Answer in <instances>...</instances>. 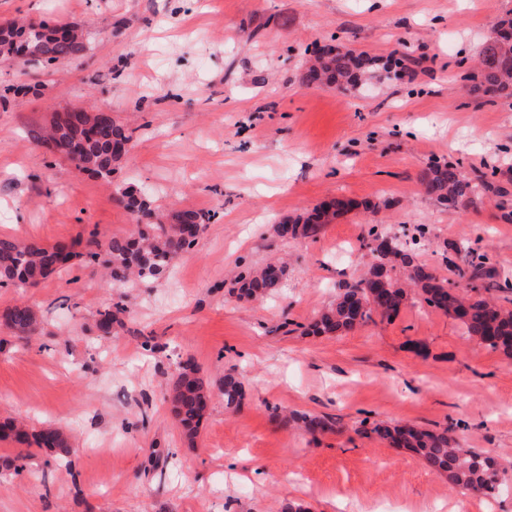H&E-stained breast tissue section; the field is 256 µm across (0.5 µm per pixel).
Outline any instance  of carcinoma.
I'll use <instances>...</instances> for the list:
<instances>
[{
  "label": "carcinoma",
  "instance_id": "cac0c4a2",
  "mask_svg": "<svg viewBox=\"0 0 512 512\" xmlns=\"http://www.w3.org/2000/svg\"><path fill=\"white\" fill-rule=\"evenodd\" d=\"M512 26V13L497 21L495 37L481 49L474 68L462 75L473 92H498L512 96V43L502 41L500 28ZM56 27L40 23L27 31L16 23L0 25V58H15L14 45H28L27 63L36 67L61 60L82 57L87 51V39L78 32L66 38L55 36ZM389 72V65L374 57L354 54L350 50L317 56L307 67L310 82L334 84L339 88L358 87ZM30 138L53 157L71 162L81 170L109 179L128 154L126 146L133 134L112 119V114L87 112L57 113L49 125L29 131ZM496 170L472 178L457 165L432 162L419 174L422 192L446 205H474L484 196L500 198L498 207L512 221L508 210V192L496 181ZM116 200L137 216L136 229L128 236L105 240L93 239L84 257L103 268L105 283L123 288L135 282H156L165 278L173 260L189 249L204 233L210 217L193 209H174L156 213L145 194L127 186L115 188ZM358 208L352 200L338 196L306 215L288 217L276 225L277 237L315 239L324 226L345 213ZM360 248L371 260L364 264L356 284L336 294L307 328L314 335L342 334L356 330L377 315L388 320L396 317L410 295L433 310L456 318L463 334L486 348L512 357V309L484 296L491 287L496 269L489 258L478 253L476 244L466 240L453 246L462 256L464 266L448 260L456 280L440 276L436 269L419 258L414 239L388 236L375 228L362 238ZM78 254L65 244L47 246L37 240L0 237V284L27 288L58 271ZM403 271L404 277L396 275ZM285 272L281 263H269L258 269H245L233 279L232 294L240 300H259L278 292ZM121 305L98 311L97 328L105 335L114 325H123ZM3 323L19 338L29 339L39 326L36 311L26 303L16 304L3 314ZM225 408L237 410L243 400L242 382L227 373L219 380ZM212 390L191 363L178 365L172 379L168 402L173 421L181 427L189 445H194L201 422L209 414ZM284 426L301 429L315 436L332 428V423L318 416L292 412L281 419ZM380 440L394 448H404L418 456L422 464L448 477L452 487L493 497L500 491L499 464L496 459L474 448L464 447L453 427L442 430L426 429L411 424L376 423L370 429ZM0 438L17 444L34 440L40 448L68 452L67 434L59 427L46 425L32 434L23 424L7 420L0 422Z\"/></svg>",
  "mask_w": 512,
  "mask_h": 512
}]
</instances>
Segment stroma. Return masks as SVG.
Here are the masks:
<instances>
[{
  "mask_svg": "<svg viewBox=\"0 0 512 512\" xmlns=\"http://www.w3.org/2000/svg\"><path fill=\"white\" fill-rule=\"evenodd\" d=\"M509 12L512 0H0V23L78 25L90 42L47 70L0 60V236L80 253L36 287H0V313L24 302L40 321L28 343L0 324V421L71 438L55 455L0 440V512H281L291 499L310 512H512V359L417 302L341 336L300 331L358 277L373 225L425 228L422 258L442 275L452 244L479 241L512 280V222L495 199L449 209L417 182L438 159L497 169L512 192V97L467 94L457 68ZM324 43L403 71L369 93L307 82L306 51ZM73 105L132 131L111 180L29 138ZM117 185L209 215L168 278L114 289L82 258L91 235L135 228ZM337 196L359 209L317 239L276 237L279 221ZM282 260L275 297L230 295L234 273ZM118 302L122 325L101 335L98 311ZM146 336L159 350L142 349ZM185 360L244 386L236 411L213 394L192 447L164 401ZM295 410L338 427H281ZM365 420L454 425L499 458L506 486L491 500L452 488L362 433Z\"/></svg>",
  "mask_w": 512,
  "mask_h": 512,
  "instance_id": "1",
  "label": "stroma"
}]
</instances>
